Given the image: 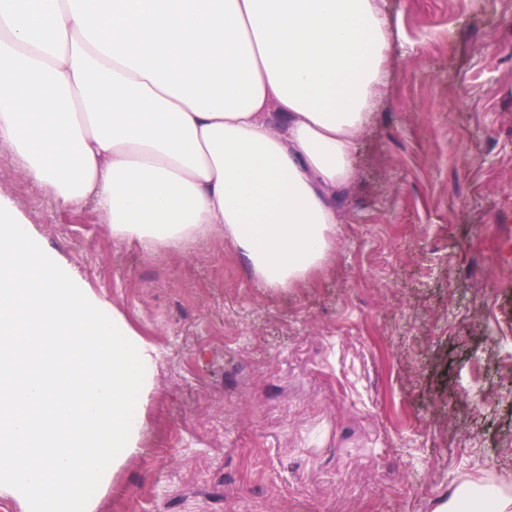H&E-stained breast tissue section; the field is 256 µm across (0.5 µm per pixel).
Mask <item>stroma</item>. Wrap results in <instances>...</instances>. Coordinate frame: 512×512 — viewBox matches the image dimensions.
<instances>
[{"mask_svg":"<svg viewBox=\"0 0 512 512\" xmlns=\"http://www.w3.org/2000/svg\"><path fill=\"white\" fill-rule=\"evenodd\" d=\"M396 89L324 269L262 284L215 233L112 237L10 157L41 248L159 353L140 449L95 512H436L512 490V0H387ZM512 494L492 483H468L457 487L436 512H511Z\"/></svg>","mask_w":512,"mask_h":512,"instance_id":"35a3bbf8","label":"stroma"}]
</instances>
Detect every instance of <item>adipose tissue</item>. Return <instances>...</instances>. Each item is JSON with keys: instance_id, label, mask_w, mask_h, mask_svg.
<instances>
[{"instance_id": "ef3b65f1", "label": "adipose tissue", "mask_w": 512, "mask_h": 512, "mask_svg": "<svg viewBox=\"0 0 512 512\" xmlns=\"http://www.w3.org/2000/svg\"><path fill=\"white\" fill-rule=\"evenodd\" d=\"M384 0H0V148L118 241L217 231L267 287L322 269L398 74ZM436 512H512L492 483Z\"/></svg>"}]
</instances>
